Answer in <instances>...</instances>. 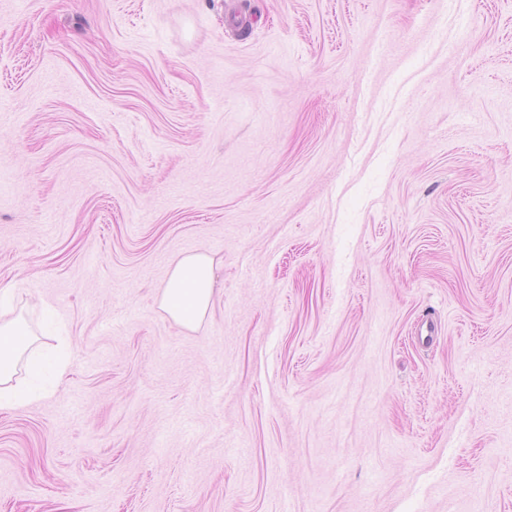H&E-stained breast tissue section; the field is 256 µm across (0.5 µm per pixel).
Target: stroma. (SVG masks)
<instances>
[{"instance_id": "1", "label": "stroma", "mask_w": 512, "mask_h": 512, "mask_svg": "<svg viewBox=\"0 0 512 512\" xmlns=\"http://www.w3.org/2000/svg\"><path fill=\"white\" fill-rule=\"evenodd\" d=\"M5 286L0 512H512V0H0ZM215 259L205 253L186 254L169 272L159 307L179 326L195 330L213 300ZM10 289L0 290V406L27 400L31 390L21 389L15 382L16 367L19 360L29 352L28 363L36 358V347H33L32 336L36 334L30 330L19 318L2 319V303L9 300Z\"/></svg>"}]
</instances>
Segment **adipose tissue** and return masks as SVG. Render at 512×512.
<instances>
[{
    "instance_id": "ef3b65f1",
    "label": "adipose tissue",
    "mask_w": 512,
    "mask_h": 512,
    "mask_svg": "<svg viewBox=\"0 0 512 512\" xmlns=\"http://www.w3.org/2000/svg\"><path fill=\"white\" fill-rule=\"evenodd\" d=\"M215 260L205 253L178 259L159 298V306L179 326L193 330L206 318L213 300ZM33 332L20 319L0 318V406L28 399L14 381L22 356L33 347Z\"/></svg>"
}]
</instances>
